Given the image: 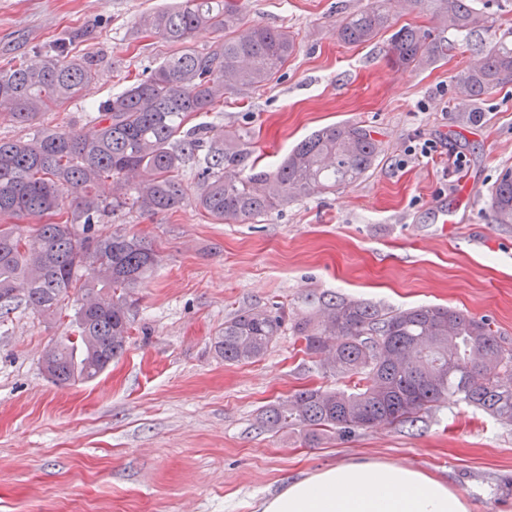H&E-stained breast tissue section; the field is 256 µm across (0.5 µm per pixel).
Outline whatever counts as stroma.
Here are the masks:
<instances>
[{
    "instance_id": "obj_1",
    "label": "stroma",
    "mask_w": 512,
    "mask_h": 512,
    "mask_svg": "<svg viewBox=\"0 0 512 512\" xmlns=\"http://www.w3.org/2000/svg\"><path fill=\"white\" fill-rule=\"evenodd\" d=\"M171 3L0 0V68L56 43L92 60L93 81L40 118L89 129L99 103L172 54L161 36L137 33ZM367 4L239 0L240 30H287L296 49L273 82L193 121L268 169L314 130L359 123L382 144L373 171L258 220L218 224L195 201L202 155L186 161L181 208L115 219L114 230L151 241L157 264L137 291L125 353L94 380L61 388L40 369L69 315L48 323L21 306L0 321V512H261L289 479L357 458L419 468L469 512H512V428L443 407L413 432L378 426L310 446L262 431L256 416L336 377L289 335L250 363H225L214 349L225 319L257 305L297 310L314 289L463 309L512 343V224L496 223L488 205L512 168V83L460 105L453 77L471 56L455 33L446 55L419 69L386 63L385 33L341 44L337 22ZM419 140L435 142L433 157L407 154ZM456 155L463 168L449 166ZM443 207L454 223H438Z\"/></svg>"
}]
</instances>
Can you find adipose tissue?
Here are the masks:
<instances>
[{"label": "adipose tissue", "instance_id": "ef3b65f1", "mask_svg": "<svg viewBox=\"0 0 512 512\" xmlns=\"http://www.w3.org/2000/svg\"><path fill=\"white\" fill-rule=\"evenodd\" d=\"M262 512H468L464 499L424 471L392 463L336 464L292 480Z\"/></svg>", "mask_w": 512, "mask_h": 512}]
</instances>
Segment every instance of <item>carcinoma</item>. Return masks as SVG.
<instances>
[{
	"label": "carcinoma",
	"mask_w": 512,
	"mask_h": 512,
	"mask_svg": "<svg viewBox=\"0 0 512 512\" xmlns=\"http://www.w3.org/2000/svg\"><path fill=\"white\" fill-rule=\"evenodd\" d=\"M427 9L439 31L395 27L397 0H372L337 27V40L358 46L394 29L385 53L394 68H422L448 50V31L471 37L487 16L474 0H406ZM230 0H180L145 15L141 27L176 50L150 75L98 106L88 131L39 128L25 140H0V216L34 225L0 224V318L23 305L47 322L76 296L72 330L45 350L61 387L100 375L126 349L137 307L136 290L152 274L156 255L143 237L106 233L104 218L123 210L158 214L186 196L185 159L205 152L198 207L217 224L264 217L288 203L330 193L364 177L381 148L373 131L355 123L325 126L299 142L274 170H258L238 149L185 128L229 95L273 81L294 53V36L265 25L237 33ZM224 34L215 47L190 46L194 32ZM53 54L0 69V115L21 127L63 104L94 76L91 62ZM474 64L454 76L460 98L476 101L512 83V41L504 35L474 48ZM111 182L109 194L99 186ZM490 209L512 224V168L491 188ZM289 334L319 367L352 386L305 387L265 406L259 427L297 431L309 444L345 438L375 426L413 428L444 407L482 411L512 426V346L492 322L441 306L391 309L332 291L308 292L301 311L253 307L224 320L214 341L224 362L261 359Z\"/></svg>",
	"instance_id": "1"
}]
</instances>
